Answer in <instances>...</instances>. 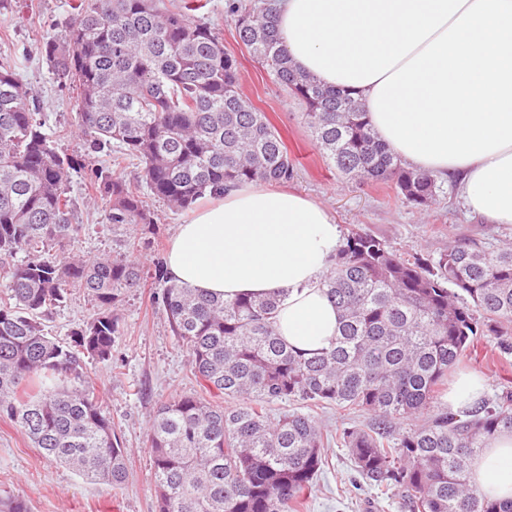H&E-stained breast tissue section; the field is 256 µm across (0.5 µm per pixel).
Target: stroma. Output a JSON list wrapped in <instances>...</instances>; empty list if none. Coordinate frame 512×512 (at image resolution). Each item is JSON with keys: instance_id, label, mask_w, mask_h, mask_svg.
<instances>
[{"instance_id": "1", "label": "stroma", "mask_w": 512, "mask_h": 512, "mask_svg": "<svg viewBox=\"0 0 512 512\" xmlns=\"http://www.w3.org/2000/svg\"><path fill=\"white\" fill-rule=\"evenodd\" d=\"M75 2L0 0V54L12 57L21 80L33 92L45 132L54 137L58 152L69 156L84 152L82 139L66 133L75 123L73 94L59 86L40 44L47 37L64 38ZM175 2L191 17L209 22L223 33L225 49L241 62V93L265 112L296 161L289 188L322 203L342 234L365 231L401 254L417 252L433 258L464 238L490 250L512 244V226L488 224L469 214L452 183H443L436 204L423 211L398 197L393 186L341 177L315 148L304 122V104L274 86L238 41L224 12L225 0ZM68 187L76 205V221L82 226L75 253L87 259L132 254L148 274L141 287L123 297L122 325L111 360L85 361L103 409L129 450L130 475L120 490L83 480L45 457L2 417L0 490L25 501L30 512H155L149 421L160 405L197 391L198 384L190 371L187 350L172 335L166 314L155 299L159 287L149 274L156 260L166 259L178 225L186 223L191 214L171 211L152 199L148 206L155 214L154 229L114 224L108 218V202L89 194L85 173L72 174ZM93 313L91 303L76 294L55 309L45 325L51 336L65 341L71 329ZM459 369L486 378L485 398L512 390V355L501 354L490 337L479 340L475 352ZM326 455L329 464L316 484L307 512H401L397 498L352 484L353 471L345 448L329 444Z\"/></svg>"}]
</instances>
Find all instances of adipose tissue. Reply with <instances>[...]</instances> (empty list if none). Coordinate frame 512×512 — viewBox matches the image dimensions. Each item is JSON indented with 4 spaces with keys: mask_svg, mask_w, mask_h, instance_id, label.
Here are the masks:
<instances>
[{
    "mask_svg": "<svg viewBox=\"0 0 512 512\" xmlns=\"http://www.w3.org/2000/svg\"><path fill=\"white\" fill-rule=\"evenodd\" d=\"M294 68L350 91L413 169L456 181L465 208L512 225V0H269ZM340 247L319 202L263 184L227 190L179 225L169 276L233 299L279 291V335L329 346L339 317L321 288ZM482 494L512 499V433L474 461Z\"/></svg>",
    "mask_w": 512,
    "mask_h": 512,
    "instance_id": "ef3b65f1",
    "label": "adipose tissue"
}]
</instances>
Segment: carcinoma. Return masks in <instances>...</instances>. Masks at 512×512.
Instances as JSON below:
<instances>
[{
    "mask_svg": "<svg viewBox=\"0 0 512 512\" xmlns=\"http://www.w3.org/2000/svg\"><path fill=\"white\" fill-rule=\"evenodd\" d=\"M63 41L42 52L61 87L76 93L84 151L112 155L87 181L114 224L156 223L141 189L173 211L250 183L293 179L280 132L239 91V60L210 23L158 0H82ZM242 43L272 83L306 108L314 144L352 181L390 182L419 209L435 203L432 176L406 166L372 128L360 101L293 69L272 8L229 0ZM32 91L0 59V415L49 459L92 483L120 488L127 449L83 370L107 361L119 306L141 271L124 257L86 262L73 246L65 186L85 164L60 154L30 109ZM137 162L128 177L125 161ZM23 253L26 260L5 259ZM157 300L189 352L201 392L153 414L156 512H305L331 440L358 481L403 492L404 512H512V501L470 484L474 457L512 432V391L456 413L448 376L482 336L512 351V247L455 242L436 259L403 256L369 233L345 238L323 286L340 323L331 345L308 355L277 333L285 293L226 300L174 282L154 263ZM96 306L69 342L44 320L75 290ZM365 412V425L327 433L309 413L275 416L271 404ZM404 420L413 426L402 430Z\"/></svg>",
    "mask_w": 512,
    "mask_h": 512,
    "instance_id": "1",
    "label": "carcinoma"
}]
</instances>
